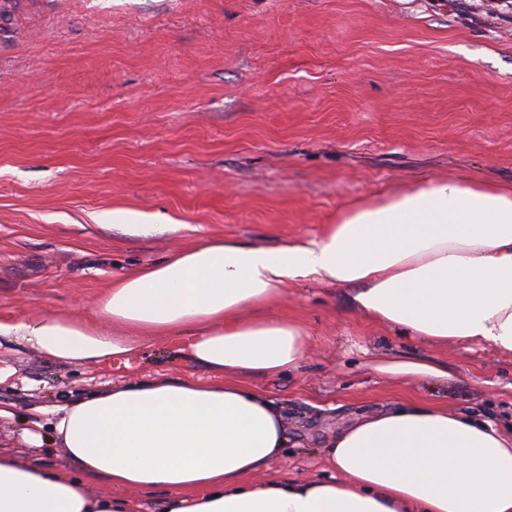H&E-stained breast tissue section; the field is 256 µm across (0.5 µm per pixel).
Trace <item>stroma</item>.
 Wrapping results in <instances>:
<instances>
[{
	"mask_svg": "<svg viewBox=\"0 0 512 512\" xmlns=\"http://www.w3.org/2000/svg\"><path fill=\"white\" fill-rule=\"evenodd\" d=\"M458 176L512 184V0H12L0 15V316L87 318L125 271L201 241L318 237L347 205ZM140 213L150 231L109 226ZM291 282L298 371L251 384L287 413L272 477H326L329 436L403 399L512 427V355L433 346ZM418 357L428 384L379 374ZM0 449L40 409L212 375L171 342L62 364L0 339ZM375 369L392 377L419 381L447 379L448 377V368L445 366L418 358H407L380 364Z\"/></svg>",
	"mask_w": 512,
	"mask_h": 512,
	"instance_id": "stroma-1",
	"label": "stroma"
}]
</instances>
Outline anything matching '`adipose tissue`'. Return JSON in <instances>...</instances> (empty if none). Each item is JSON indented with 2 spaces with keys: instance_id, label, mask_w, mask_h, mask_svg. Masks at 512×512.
I'll return each instance as SVG.
<instances>
[{
  "instance_id": "adipose-tissue-1",
  "label": "adipose tissue",
  "mask_w": 512,
  "mask_h": 512,
  "mask_svg": "<svg viewBox=\"0 0 512 512\" xmlns=\"http://www.w3.org/2000/svg\"><path fill=\"white\" fill-rule=\"evenodd\" d=\"M296 281L352 288L357 313L429 344L512 355V188L429 181L351 205L313 239L189 246L127 271L89 318L0 317V337L59 363L119 361L161 337L215 376L54 408L69 474L0 451V512H119L91 476L165 488L167 512H512V433L438 404L350 421L327 442L329 477H268L288 446L284 411L247 380L301 367L308 331L275 311Z\"/></svg>"
}]
</instances>
